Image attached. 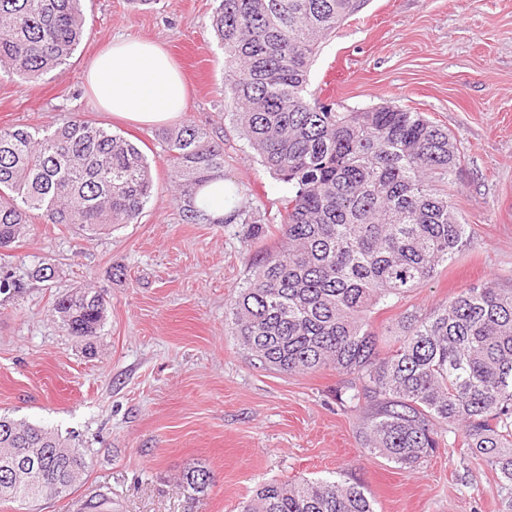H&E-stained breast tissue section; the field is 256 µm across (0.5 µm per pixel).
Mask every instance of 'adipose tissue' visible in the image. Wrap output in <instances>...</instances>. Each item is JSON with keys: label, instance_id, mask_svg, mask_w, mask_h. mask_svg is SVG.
Wrapping results in <instances>:
<instances>
[{"label": "adipose tissue", "instance_id": "ef3b65f1", "mask_svg": "<svg viewBox=\"0 0 512 512\" xmlns=\"http://www.w3.org/2000/svg\"><path fill=\"white\" fill-rule=\"evenodd\" d=\"M86 83L102 110L131 122L162 125L185 110L187 86L155 41L113 40L92 60Z\"/></svg>", "mask_w": 512, "mask_h": 512}]
</instances>
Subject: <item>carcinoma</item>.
<instances>
[{"label":"carcinoma","instance_id":"obj_1","mask_svg":"<svg viewBox=\"0 0 512 512\" xmlns=\"http://www.w3.org/2000/svg\"><path fill=\"white\" fill-rule=\"evenodd\" d=\"M224 92L262 164L288 184L281 246L262 258L230 302L232 336L262 364L288 374L333 368L346 400L370 401L369 453L415 471L454 430L497 478L512 512V290L492 281L433 312L404 316L383 352L370 315L430 281L462 251L466 225L448 201L457 140L421 112L381 105L338 112L308 96L323 39L365 0H215ZM87 25L82 0H0V69L29 81L60 71ZM172 192L184 217L224 224L195 204L224 178V143L185 125L165 137ZM154 193L146 156L108 127L72 116L0 128V249L35 224H74L89 235L138 222ZM102 293L76 289L54 312L73 336L98 335ZM35 461L26 475L3 468ZM90 467L87 450L45 427L0 417V501L32 506L70 493ZM178 484L199 494L210 471ZM241 512H374L342 479L272 481Z\"/></svg>","mask_w":512,"mask_h":512}]
</instances>
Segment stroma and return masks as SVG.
Here are the masks:
<instances>
[{"label": "stroma", "instance_id": "stroma-1", "mask_svg": "<svg viewBox=\"0 0 512 512\" xmlns=\"http://www.w3.org/2000/svg\"><path fill=\"white\" fill-rule=\"evenodd\" d=\"M214 5L87 0L86 33L61 74L33 82L0 73V128L79 115L136 143L156 184L137 223L90 238L70 224H38L7 250L22 291L0 295V416L74 438L92 458L69 495L30 512H83L102 495L109 512H240L260 484L338 476L360 484L375 512H498L495 475L453 434L417 471L399 469L365 450L362 409L338 398L345 375L264 368L227 330V304L279 245L288 186L231 120ZM120 36L170 51L188 86L172 126L194 124L223 140L240 221H183L170 190L168 127L114 117L92 101L88 64ZM309 88L339 112L387 104L424 113L459 141L448 199L467 245L373 314L378 333L491 279L512 289V0H368L321 45ZM250 220L265 236L247 238ZM42 264L53 277L31 278ZM79 287L107 301L104 327L88 343L53 313L56 299ZM199 465L213 485L191 497L176 480Z\"/></svg>", "mask_w": 512, "mask_h": 512}]
</instances>
